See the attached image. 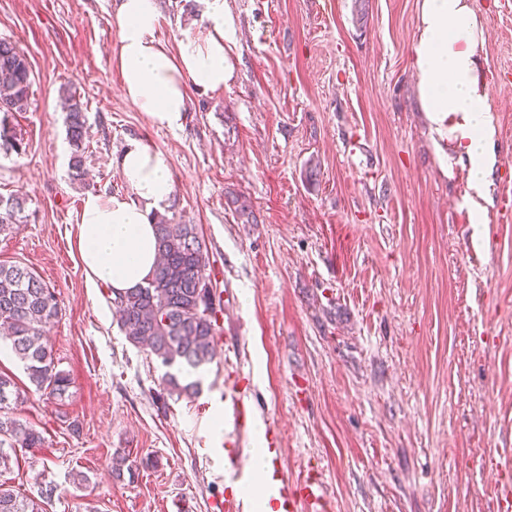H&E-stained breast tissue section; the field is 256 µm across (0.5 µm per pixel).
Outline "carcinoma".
Returning a JSON list of instances; mask_svg holds the SVG:
<instances>
[{"instance_id":"carcinoma-1","label":"carcinoma","mask_w":512,"mask_h":512,"mask_svg":"<svg viewBox=\"0 0 512 512\" xmlns=\"http://www.w3.org/2000/svg\"><path fill=\"white\" fill-rule=\"evenodd\" d=\"M31 71L23 48L0 38V153L21 150V139L9 115L26 109ZM63 110L72 153V179L83 182L88 149L87 107L72 92H65ZM27 199L18 194L0 195V234L24 222ZM160 262L147 285L130 291L111 290L110 302L128 342L141 347L168 367L194 372L216 357L220 335L221 298L215 295L211 257L194 224L174 222L166 215L154 217ZM61 314L55 291L31 267L0 264V344L23 364L36 390L59 401L70 385L68 374L58 368L46 339V328ZM163 383L171 393L193 394L198 383L181 384L167 373ZM19 399L14 378L0 372V468L10 466L9 451L37 448L41 433L11 415ZM9 445V449L2 445ZM57 487L41 488L38 497L24 498L0 483V512H46Z\"/></svg>"}]
</instances>
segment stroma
I'll return each instance as SVG.
<instances>
[{
	"label": "stroma",
	"instance_id": "35a3bbf8",
	"mask_svg": "<svg viewBox=\"0 0 512 512\" xmlns=\"http://www.w3.org/2000/svg\"><path fill=\"white\" fill-rule=\"evenodd\" d=\"M113 2L0 0V37L20 43L32 80L10 118L22 151L0 155V195H27V218L0 235V263L55 290L49 342L70 377L57 402L0 351L16 417L44 438L0 479L27 497L55 484L49 512H215L239 446L214 421L241 376L289 479L320 469L333 512H495L497 482L512 483L491 465L512 448V221L499 216L512 191V0H474L497 128L479 227L459 206L464 163L436 148L418 107L419 0H227L234 77L218 96L188 84L175 131L122 93ZM159 8L168 49L204 23L184 0ZM65 87L87 106L96 192H124L116 157L152 142L170 158L168 216L198 225L211 253L218 344L238 361L209 364L192 396L169 393L81 266L87 191L70 176ZM116 454L133 477H113Z\"/></svg>",
	"mask_w": 512,
	"mask_h": 512
}]
</instances>
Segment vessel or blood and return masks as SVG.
<instances>
[{
	"label": "vessel or blood",
	"instance_id": "obj_1",
	"mask_svg": "<svg viewBox=\"0 0 512 512\" xmlns=\"http://www.w3.org/2000/svg\"><path fill=\"white\" fill-rule=\"evenodd\" d=\"M224 402L230 407L234 435L240 436L250 431L256 415L236 386L225 387ZM265 451L268 465L262 475H255L242 462L236 461L232 464L234 477L254 485L257 492L271 504L273 512H331L330 498L321 472L311 471L304 478L289 482L281 465L282 450L277 435L267 437Z\"/></svg>",
	"mask_w": 512,
	"mask_h": 512
}]
</instances>
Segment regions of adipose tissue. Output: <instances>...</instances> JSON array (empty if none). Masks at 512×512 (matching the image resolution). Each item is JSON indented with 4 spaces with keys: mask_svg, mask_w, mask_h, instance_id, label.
<instances>
[{
    "mask_svg": "<svg viewBox=\"0 0 512 512\" xmlns=\"http://www.w3.org/2000/svg\"><path fill=\"white\" fill-rule=\"evenodd\" d=\"M206 23L184 34L175 49L157 40V0H116V58L124 96L153 123L179 129L188 110L187 85L222 94L233 76L226 48L237 28L227 0H203ZM485 27L473 0H420L411 45L416 97L439 139L452 142L468 163L474 197H485L495 165L496 127L486 104L479 55ZM125 193L87 195L80 213L78 249L90 284L127 291L145 285L157 257L153 213L171 204L168 156L152 143L130 140L117 159Z\"/></svg>",
    "mask_w": 512,
    "mask_h": 512,
    "instance_id": "obj_1",
    "label": "adipose tissue"
}]
</instances>
